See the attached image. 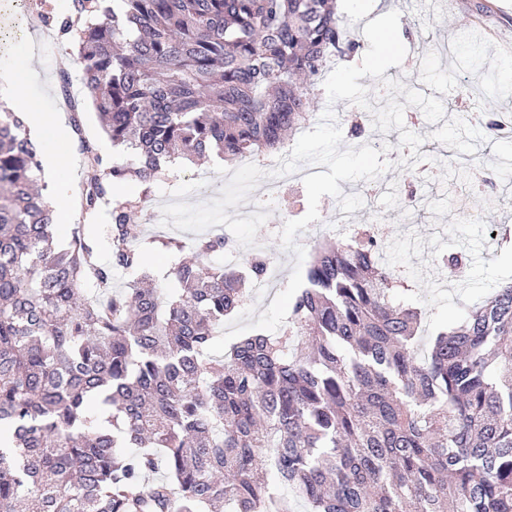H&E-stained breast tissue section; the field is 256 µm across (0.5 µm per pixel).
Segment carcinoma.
I'll list each match as a JSON object with an SVG mask.
<instances>
[{
  "mask_svg": "<svg viewBox=\"0 0 512 512\" xmlns=\"http://www.w3.org/2000/svg\"><path fill=\"white\" fill-rule=\"evenodd\" d=\"M72 0L59 32L112 148L81 138V213L115 197L112 267L86 225L54 239L40 148L0 112V512H512V282L420 353L421 311L356 233L314 247L287 324L217 358L206 348L251 297L214 264L224 237L184 259L133 218L179 160L275 154L314 116L326 62L362 44L336 0ZM173 256L181 288L146 255Z\"/></svg>",
  "mask_w": 512,
  "mask_h": 512,
  "instance_id": "1",
  "label": "carcinoma"
}]
</instances>
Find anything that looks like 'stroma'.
<instances>
[{
    "instance_id": "obj_1",
    "label": "stroma",
    "mask_w": 512,
    "mask_h": 512,
    "mask_svg": "<svg viewBox=\"0 0 512 512\" xmlns=\"http://www.w3.org/2000/svg\"><path fill=\"white\" fill-rule=\"evenodd\" d=\"M397 9L414 36L397 74L410 88L440 99L445 115L436 123L426 117L406 119L405 126L424 136L430 163L420 170L416 159L391 169L385 179L395 185L412 182L415 205L403 196L382 194L354 211L358 224L378 221L384 258L410 288L409 299L423 313L420 343L458 321L491 292L512 281V259L503 254L506 226L512 225V137L491 140L485 123L512 116V0H381ZM28 38L8 41L12 62L33 64L37 75L21 94L39 100L43 111H60L61 72L73 75V92L85 98L76 79V53L59 39L54 27L28 24ZM195 167L169 166L153 188V200L203 203L219 190H202ZM306 192L288 188L282 202L270 205L256 247L240 248V258L274 251V278L268 291L255 296L265 311L288 282L293 252L278 248L284 208L306 204ZM464 256L463 270L445 265L443 256Z\"/></svg>"
}]
</instances>
